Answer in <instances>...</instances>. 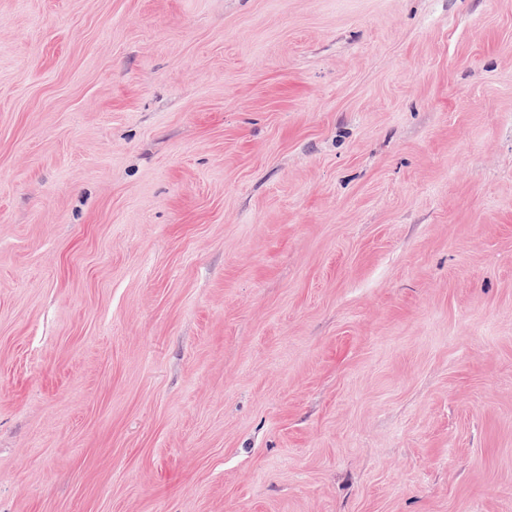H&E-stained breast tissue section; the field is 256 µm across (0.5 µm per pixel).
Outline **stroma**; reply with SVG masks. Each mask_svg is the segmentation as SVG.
<instances>
[{
	"mask_svg": "<svg viewBox=\"0 0 512 512\" xmlns=\"http://www.w3.org/2000/svg\"><path fill=\"white\" fill-rule=\"evenodd\" d=\"M0 512H512V0H0Z\"/></svg>",
	"mask_w": 512,
	"mask_h": 512,
	"instance_id": "1",
	"label": "stroma"
}]
</instances>
